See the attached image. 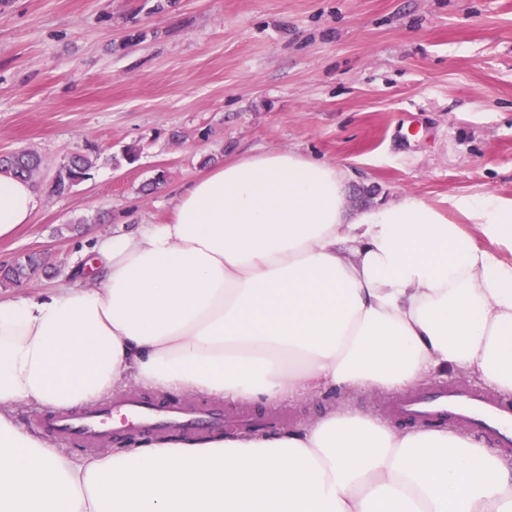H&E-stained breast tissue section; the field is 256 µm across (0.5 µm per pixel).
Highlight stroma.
<instances>
[{"label":"stroma","instance_id":"35a3bbf8","mask_svg":"<svg viewBox=\"0 0 512 512\" xmlns=\"http://www.w3.org/2000/svg\"><path fill=\"white\" fill-rule=\"evenodd\" d=\"M18 150L42 159L39 205L0 266L53 271L1 298L71 285L86 244L164 222L201 171L261 151L353 170L351 208L412 196L458 222L455 198L512 199V0H0V155ZM89 152L90 178L53 195ZM343 399L382 415L373 391L250 408L294 428ZM97 156L92 153L72 156L59 168L52 183L51 192L55 195L68 193L75 185L89 178L90 171L95 167Z\"/></svg>","mask_w":512,"mask_h":512}]
</instances>
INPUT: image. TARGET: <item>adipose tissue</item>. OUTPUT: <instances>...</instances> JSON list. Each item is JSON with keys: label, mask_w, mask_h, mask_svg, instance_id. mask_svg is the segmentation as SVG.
I'll list each match as a JSON object with an SVG mask.
<instances>
[{"label": "adipose tissue", "mask_w": 512, "mask_h": 512, "mask_svg": "<svg viewBox=\"0 0 512 512\" xmlns=\"http://www.w3.org/2000/svg\"><path fill=\"white\" fill-rule=\"evenodd\" d=\"M350 170L283 150L209 167L170 218L87 252L95 283L0 298V512H512V463L351 410L277 434L76 458L19 425L129 383L231 401L396 393L448 372L512 394V199L348 206ZM0 175V240L31 220Z\"/></svg>", "instance_id": "adipose-tissue-1"}]
</instances>
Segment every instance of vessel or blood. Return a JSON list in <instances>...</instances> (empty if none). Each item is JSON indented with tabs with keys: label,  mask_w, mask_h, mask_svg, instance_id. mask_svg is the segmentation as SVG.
Returning a JSON list of instances; mask_svg holds the SVG:
<instances>
[{
	"label": "vessel or blood",
	"mask_w": 512,
	"mask_h": 512,
	"mask_svg": "<svg viewBox=\"0 0 512 512\" xmlns=\"http://www.w3.org/2000/svg\"><path fill=\"white\" fill-rule=\"evenodd\" d=\"M388 415L421 424L451 423L483 438L500 452L512 451V402L492 393L457 385H439L396 397L385 406ZM233 422L243 428L275 426V419L254 413L232 414L218 403L187 406L132 392L112 402L96 403L72 414L52 412L38 416L36 429L66 446L87 451L138 434L148 439L179 430L187 436L222 428Z\"/></svg>",
	"instance_id": "obj_1"
}]
</instances>
